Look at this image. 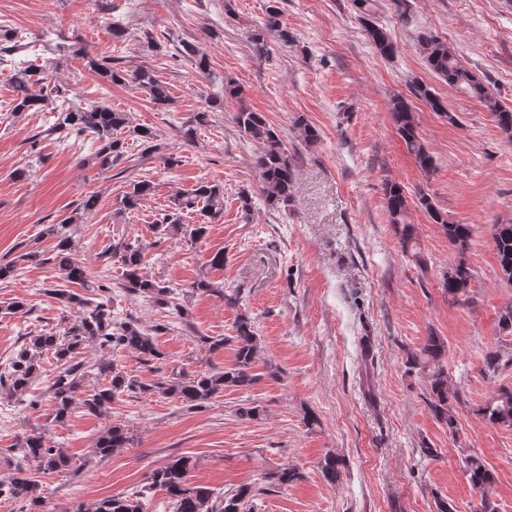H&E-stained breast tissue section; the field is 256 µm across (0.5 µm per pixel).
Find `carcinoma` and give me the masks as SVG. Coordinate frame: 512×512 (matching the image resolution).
<instances>
[{
  "mask_svg": "<svg viewBox=\"0 0 512 512\" xmlns=\"http://www.w3.org/2000/svg\"><path fill=\"white\" fill-rule=\"evenodd\" d=\"M367 38L384 55L395 52V45L383 27L369 23L365 27ZM278 37L289 42L288 30L282 28L278 8L268 10L263 31L251 37L255 53H266V35ZM28 44L20 42L16 29L7 22H0V65L11 64L9 78L13 98V112L52 113L47 127L32 137V144L42 139L64 140L70 136L83 137L96 143L91 154L79 159L83 167H96L109 172L123 160L127 152L126 137L133 136L140 145L145 146L156 139L153 128L144 125H130L127 113L118 112L103 102H92L84 106L77 105L61 91H56L57 101L49 106L48 97L36 86L44 82L42 71L22 57L21 50ZM416 49L426 65L448 86L477 99L492 115L501 133L512 142V111L503 107L489 88L480 81L457 57L448 42L433 33H423L417 39ZM180 56L190 60L196 72L207 77L210 74L208 57L197 47L180 41L176 46ZM71 55L81 59L85 68L111 84H130L146 94L159 108L172 104L168 84L159 78L157 71L150 66L117 70L112 67V59L92 55L82 45L73 46ZM415 94L425 100L433 111L448 119V123H457L456 115L428 87L419 85ZM209 109L196 113L188 124L182 127L181 137L186 144L194 142L198 128L208 124ZM391 117L396 131L403 141L406 151L412 155L424 173H430L434 158L416 132L415 116L409 103L397 96L392 100ZM233 120L239 130L251 141L258 151L254 164L260 177V194L266 204L275 209L286 208L290 201L298 170L293 156L283 143L279 133L268 123L261 112L252 110L241 103ZM155 187L149 180L133 181L124 191L120 206L122 211H132L153 195ZM386 210L390 224L394 228L401 250L417 263L422 262L414 226L406 223L408 200L402 186L396 182L386 184L384 188ZM422 207L434 223L442 226L448 236L449 244L455 249V259L442 276V288L448 298L455 300L459 294L469 288L473 271L469 265L471 228L468 224L448 221L435 210L427 196L419 198ZM97 204V197L89 195L70 215L58 224H51L45 234L53 239L49 250L21 252L12 260L0 264V281L14 277L18 265L22 262L38 260L42 263H54L62 283L46 289L52 295L62 312L74 314L69 326L59 333H40L14 352L7 367L0 372V390L6 397L24 395L33 380L41 372L40 360L50 353L59 363V371L49 382L47 394L52 403L53 421L64 422L76 408L92 415H102L118 396L157 395L178 401L187 409H201L210 406L215 399L224 396L227 390L249 391L262 378L254 373L255 359L259 339L254 330L251 316L244 312L237 316L231 336H201L199 341L215 352L224 345L233 346L235 360L229 367H211L194 374L183 371H171L166 377H160L148 383L128 375L118 364L103 358L93 365L81 360L86 345L97 344L105 354L119 350L133 353L144 363L160 360L163 353L157 344V336L167 329V325L157 323L144 326L136 320L119 321L112 315V286L108 282L97 286L98 294L88 297L83 291L89 290L88 275L85 266L73 257L72 234L67 230L70 224H80L83 216L90 213ZM196 213L200 216L196 224L182 223L183 215ZM224 215V183L213 180L199 183L190 192L177 191L169 198L168 210L160 213L156 226L162 232L183 235L192 241L203 239L208 226L221 220ZM497 262L502 278L512 284V223L491 226ZM123 268L120 290L128 296H143L153 300L163 310L169 309L180 315L185 309L178 302L175 290L162 281L148 278L142 273L143 248L136 243H127L123 250L114 253ZM192 288L195 292L221 297L225 303L237 306L242 301L240 290L227 293L207 278L196 280ZM446 344L438 336L430 335L421 349V355L435 362L445 352ZM96 383L86 385L89 378ZM429 406L435 418L445 423L450 433L457 431V421L449 403L451 389L448 374L442 369L432 372L430 379ZM477 414L486 422L500 427L512 428V386L503 385L495 389L477 408ZM133 443V436L124 425L114 423L109 426L94 443V454L107 458L119 449ZM8 452L32 459L45 473L63 472L70 467V458L41 431L33 430L25 435L15 448ZM195 462L189 456H175L162 466L148 472L140 490L124 496H107L91 505L77 506L73 512H143L144 500L154 490L164 491L174 505L175 512H250L254 508L256 497L275 487H283L302 478L294 467L286 465L263 473L262 483L256 486L241 485L222 497L214 496L213 490L204 486H193L190 472ZM465 472L476 488L482 490L481 512H496L489 498V489L494 476L485 462L476 454H470L464 461ZM24 504L29 512H43L45 496L42 484L29 477L19 467L8 480L0 481V499Z\"/></svg>",
  "mask_w": 512,
  "mask_h": 512,
  "instance_id": "cac0c4a2",
  "label": "carcinoma"
}]
</instances>
